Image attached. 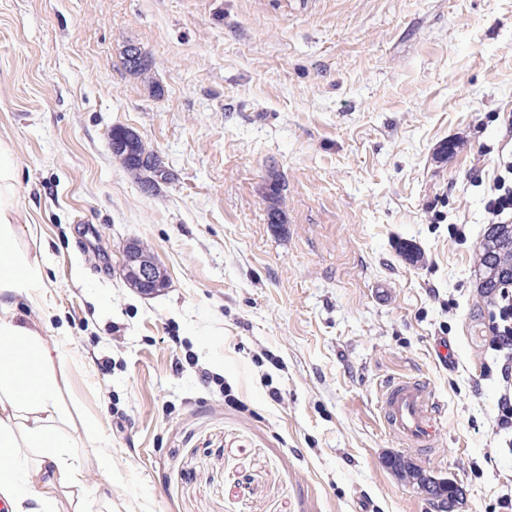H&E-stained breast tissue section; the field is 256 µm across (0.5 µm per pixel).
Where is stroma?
Here are the masks:
<instances>
[{
  "label": "stroma",
  "instance_id": "obj_1",
  "mask_svg": "<svg viewBox=\"0 0 512 512\" xmlns=\"http://www.w3.org/2000/svg\"><path fill=\"white\" fill-rule=\"evenodd\" d=\"M511 122L512 0H0V147L37 227L17 244L45 260L39 307L13 302L100 423L78 454L91 485L111 454L112 512H435L388 464L398 375L445 404L420 468L461 488L453 512H498L512 451L478 262ZM115 126L174 181L143 193ZM133 241L163 291L123 278ZM123 65L132 74L138 75L150 70L151 57L136 45H129L123 53Z\"/></svg>",
  "mask_w": 512,
  "mask_h": 512
}]
</instances>
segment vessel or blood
<instances>
[{
    "label": "vessel or blood",
    "instance_id": "obj_1",
    "mask_svg": "<svg viewBox=\"0 0 512 512\" xmlns=\"http://www.w3.org/2000/svg\"><path fill=\"white\" fill-rule=\"evenodd\" d=\"M382 422L405 448L429 457L438 445L442 406L429 380L401 376L387 379L379 401Z\"/></svg>",
    "mask_w": 512,
    "mask_h": 512
}]
</instances>
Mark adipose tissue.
Instances as JSON below:
<instances>
[{"mask_svg":"<svg viewBox=\"0 0 512 512\" xmlns=\"http://www.w3.org/2000/svg\"><path fill=\"white\" fill-rule=\"evenodd\" d=\"M14 162L0 148V500L13 512H112V457L100 454L103 482L88 485L78 465L66 462L65 449L80 441L100 443L95 418L80 420V434L54 374L57 348L17 319L12 296L39 302L43 262L16 245Z\"/></svg>","mask_w":512,"mask_h":512,"instance_id":"obj_1","label":"adipose tissue"}]
</instances>
